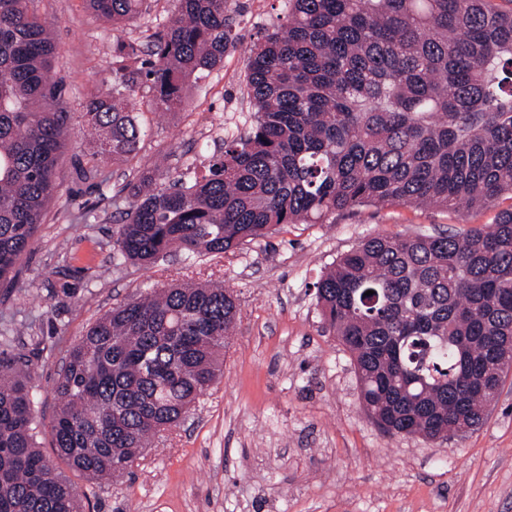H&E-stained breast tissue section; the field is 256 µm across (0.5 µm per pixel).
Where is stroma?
<instances>
[{
    "label": "stroma",
    "instance_id": "35a3bbf8",
    "mask_svg": "<svg viewBox=\"0 0 512 512\" xmlns=\"http://www.w3.org/2000/svg\"><path fill=\"white\" fill-rule=\"evenodd\" d=\"M281 4L232 0L239 40L223 64L187 84L180 109L139 113L146 135L135 158H103L87 177L80 161L93 135L82 103L105 86L114 33L85 0H43L72 138L59 158L63 195L13 281L0 283V352L30 364L38 446L54 457L55 383L98 317L167 282L220 281L239 308L222 374L127 474L89 492L83 512H512V372L479 429L447 441L388 435L364 411L351 356L314 289L367 237L483 229L512 209L511 194L482 209L361 206L324 224L280 225L192 265L178 251L149 267L113 257L130 180L161 153L172 179L203 175L225 139L250 125L246 53L278 24Z\"/></svg>",
    "mask_w": 512,
    "mask_h": 512
}]
</instances>
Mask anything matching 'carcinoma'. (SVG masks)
<instances>
[{"instance_id":"cac0c4a2","label":"carcinoma","mask_w":512,"mask_h":512,"mask_svg":"<svg viewBox=\"0 0 512 512\" xmlns=\"http://www.w3.org/2000/svg\"><path fill=\"white\" fill-rule=\"evenodd\" d=\"M120 28L145 0H86ZM146 45L112 42L111 87L83 115L98 158L128 159L142 140L132 100L182 107L190 79L238 37L230 0H173ZM286 23L249 49L254 121L224 141L208 173L159 187L127 184L114 241L123 262L171 250L189 264L264 238L281 224H322L364 205L490 206L512 193V11L492 0H285ZM39 0H0V280L35 242L61 196L69 137L57 46ZM374 291L367 296L365 292ZM324 320L350 353L364 409L386 433L449 439L479 428L512 361V210L489 229L369 237L316 283ZM235 297L189 282L112 307L71 348L50 433L70 471L117 476L177 425L220 375ZM30 373L0 353V512H81L84 491L36 442Z\"/></svg>"}]
</instances>
